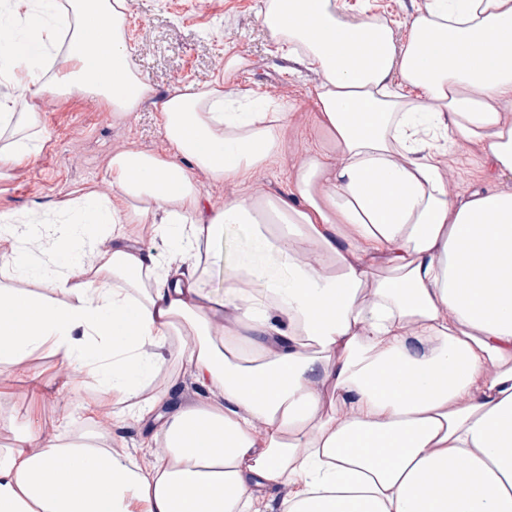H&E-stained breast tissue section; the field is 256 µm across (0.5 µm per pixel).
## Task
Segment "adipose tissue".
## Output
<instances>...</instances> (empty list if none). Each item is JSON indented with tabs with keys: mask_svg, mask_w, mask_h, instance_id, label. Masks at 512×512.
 <instances>
[{
	"mask_svg": "<svg viewBox=\"0 0 512 512\" xmlns=\"http://www.w3.org/2000/svg\"><path fill=\"white\" fill-rule=\"evenodd\" d=\"M0 168L45 139L37 101L77 89L114 115L154 96L125 35L127 0H0ZM261 24L294 71L319 79L314 145L288 190L205 204L201 180L281 165L297 100L252 111L251 89L176 86L159 106L172 152L120 149L112 193L0 212V259L39 291L0 285V365L43 353L150 422L162 455L111 431L43 441L29 420L0 448V512H512V0H422L405 39L338 0H265ZM480 146L481 187L450 197V148ZM379 185H371V177ZM167 236L179 266L132 244ZM255 224L287 287L252 291L210 247ZM96 254L82 280L63 261ZM387 276L375 278L376 265ZM177 346L201 398L168 407L158 348ZM334 407H326V400Z\"/></svg>",
	"mask_w": 512,
	"mask_h": 512,
	"instance_id": "1",
	"label": "adipose tissue"
}]
</instances>
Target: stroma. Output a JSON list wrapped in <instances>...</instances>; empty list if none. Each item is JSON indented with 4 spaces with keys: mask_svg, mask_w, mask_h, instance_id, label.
<instances>
[{
    "mask_svg": "<svg viewBox=\"0 0 512 512\" xmlns=\"http://www.w3.org/2000/svg\"><path fill=\"white\" fill-rule=\"evenodd\" d=\"M128 34L135 49L136 65L155 90L154 103L129 114L123 121L79 91L58 96L44 94L38 103L47 137L39 152L23 163L0 169V211L27 213L51 210L54 203L95 189L111 194L106 163L119 148L168 153L170 145L159 125L156 101L182 84L198 86L220 80L259 92L264 100L277 102L291 97L307 101L315 75H290L289 63L277 53L263 28L261 0H129ZM239 54L243 66L232 75L224 73V53ZM452 195L467 194L482 178L479 147L451 151L445 170ZM200 189L210 204L247 195L259 189L278 195L288 189L284 169L258 173L242 184L201 181ZM249 224H235L223 242L213 244V262L205 275L208 287L224 286V256L246 254L253 240ZM42 385L33 395L32 381ZM100 394L89 377L62 366L58 359L35 355L10 370L0 381V448L14 444L36 415L44 437L53 438L86 425L84 406ZM69 422H62V415ZM103 416H115L112 429L123 446V455L140 464L158 456L147 447L148 431L124 412L104 408Z\"/></svg>",
    "mask_w": 512,
    "mask_h": 512,
    "instance_id": "obj_1",
    "label": "stroma"
}]
</instances>
